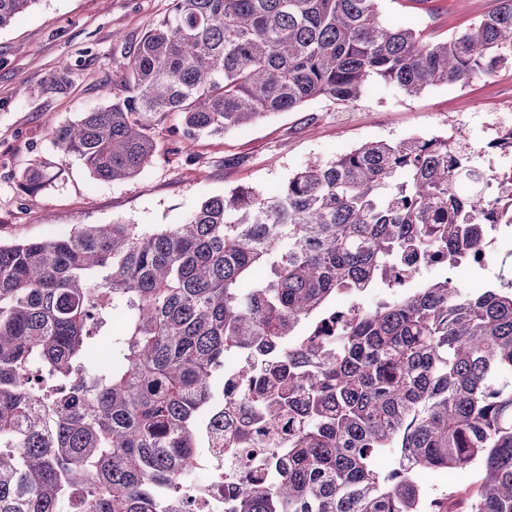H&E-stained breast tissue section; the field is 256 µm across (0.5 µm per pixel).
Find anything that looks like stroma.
I'll return each mask as SVG.
<instances>
[{"label":"stroma","instance_id":"1","mask_svg":"<svg viewBox=\"0 0 512 512\" xmlns=\"http://www.w3.org/2000/svg\"><path fill=\"white\" fill-rule=\"evenodd\" d=\"M173 0H37L0 29V241L48 239L76 224L122 221L149 230L177 224L207 198L240 187L273 191L310 163H326L363 142H398L458 129L482 147L485 161L500 120L512 121V69L465 86L409 96L375 83L356 104L326 97L294 112L181 143V118L168 113L155 127L157 156L134 178L94 179L77 157L55 166L44 190L24 195L18 174L53 159L50 127L101 108L123 71V47L168 16ZM496 0H380L389 25L411 24L433 39L464 31ZM65 86H56L58 77ZM479 468L426 480L431 494L448 492V512H467Z\"/></svg>","mask_w":512,"mask_h":512}]
</instances>
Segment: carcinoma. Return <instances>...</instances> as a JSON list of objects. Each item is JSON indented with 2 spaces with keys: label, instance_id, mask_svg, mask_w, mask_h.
I'll list each match as a JSON object with an SVG mask.
<instances>
[{
  "label": "carcinoma",
  "instance_id": "1",
  "mask_svg": "<svg viewBox=\"0 0 512 512\" xmlns=\"http://www.w3.org/2000/svg\"><path fill=\"white\" fill-rule=\"evenodd\" d=\"M38 0H0V28ZM379 0H173L110 103L50 128L59 162L120 181L156 156L155 118L188 145L375 81L409 96L512 65V0L431 41ZM490 147L512 155V127ZM36 161L19 188L36 195ZM512 234V169L457 133L370 141L235 189L183 223L78 224L0 243V512H192L186 477L217 414L224 447L275 473L224 512H448L428 476L481 468L470 512H512V276L455 268ZM258 359L219 396L224 354ZM288 420V448L254 447ZM395 458L384 472L377 460ZM494 268L479 269L463 267L458 271L459 281L467 288H482L493 281Z\"/></svg>",
  "mask_w": 512,
  "mask_h": 512
}]
</instances>
